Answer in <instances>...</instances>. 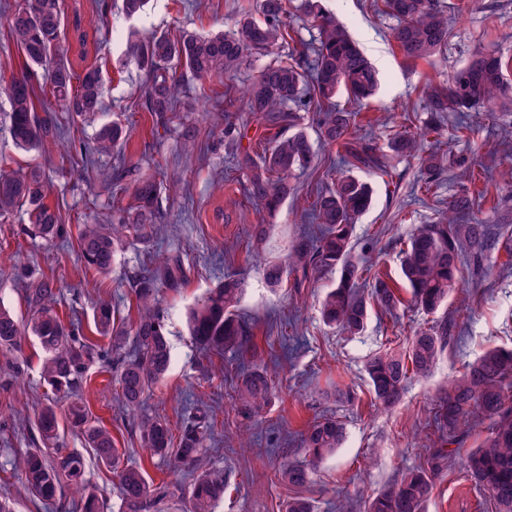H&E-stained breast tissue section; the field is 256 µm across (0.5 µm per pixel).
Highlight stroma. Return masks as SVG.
Listing matches in <instances>:
<instances>
[{
  "label": "stroma",
  "mask_w": 512,
  "mask_h": 512,
  "mask_svg": "<svg viewBox=\"0 0 512 512\" xmlns=\"http://www.w3.org/2000/svg\"><path fill=\"white\" fill-rule=\"evenodd\" d=\"M108 10L85 60L75 68L98 66L103 76L104 107L95 116L71 120L62 100L49 91L47 73L35 78L36 111L63 129L64 137L92 146L96 131L113 121L127 126L131 135L120 156H96L93 174L83 175L80 156H66L62 139H48L41 147L23 150L8 132L9 103L3 93L19 70L20 51L8 35V12L18 0H0V160L13 170L37 167L45 178V201L59 208L66 223L79 229L82 223L111 222L113 210L125 206L129 192L113 187L112 168L117 158L138 166L159 179L177 184L162 196L164 219L158 226L154 247L132 241L120 250L106 276L85 272L76 240L48 242L26 233L28 214L17 209L0 221V303L18 316L28 313L27 284L14 275L15 264L32 268L37 276L52 278L61 295L58 307L64 321L74 322L81 334L100 347L109 341L93 323L100 302L111 303L126 321L136 314L134 282L155 250L179 253L188 280L178 290L162 289L161 307L171 344L172 367L145 400L150 414L167 417L172 432H179L194 404L212 407L215 440L207 459L223 476L228 489L217 512H282V503L300 496L315 512H336L339 500L363 504L370 496L392 485L401 474L418 467L425 450L436 439L431 411L450 378L486 349L512 350V112L477 107L449 116L437 141H424L425 151H437L443 171L433 186H425L417 159L390 157L387 174L354 166L343 175L371 187L372 204L357 217L352 240L356 255L376 263L391 278L400 275V250L415 226L436 221L439 202L465 184L480 192L475 212L478 223L498 234V246L463 272L461 294L429 313L412 303L394 311L371 306L363 332L349 336L326 325L321 302L337 279L329 273L308 287L290 284L271 289L263 276L264 261H284L293 241L310 229L303 198L327 179L337 150L319 137L316 112H306L303 128L313 144L314 169L296 174L300 201L286 200L261 252L252 249L254 225L269 221L260 205L246 198L235 182L236 147H258L268 131L248 114L244 102L225 112L219 100L226 87H243L256 78L269 61L287 58L282 47L270 56L249 60L235 72L206 82L182 78L191 111L172 113L169 124L158 123L145 106L146 78L133 58L142 33L156 30L171 36L181 31L208 35L230 30L239 10L255 9L257 0H148L144 12L125 18L114 0H81L85 14ZM366 0H325L326 9L344 24L378 71L377 93L364 101L351 134L370 137L386 147L391 130L416 132L426 118L425 90L447 84L453 72L477 49L512 58V0H439L448 15V45L430 60H406L392 38L393 18L365 9ZM244 125L246 136L232 145L224 136V114ZM474 127L470 137L460 136L459 123ZM194 134L197 151H187L185 134ZM229 213L230 222L216 217ZM227 274L246 281L237 314L248 327L252 344L259 348L276 388L271 407L257 418L250 445H243L239 419L231 405L224 369L240 362L228 351L211 357L191 339L185 312L206 296ZM448 323V346L431 374L410 378L400 401L382 408L376 401L366 372L371 355L389 347L407 345L412 330ZM27 361L24 375L7 382L0 378V494L8 493L15 512H57L55 505L33 499L25 491L11 459L31 445L35 412L55 403L66 414L72 402L86 406L96 423L107 428L125 464L141 468L154 483L190 484L187 471L173 470L140 445L137 418L123 412L118 388L101 360H93L82 389L75 394L53 391L42 379L44 353L36 337L27 338L19 352ZM325 416L336 417L346 428L345 440L335 457L327 460L309 484L294 489L280 484L276 471L288 458H302L301 438L308 427ZM60 446L82 453L85 475L97 494L118 501V478L98 461L81 436L64 432ZM487 491L467 477L460 458H453L436 481L427 504L428 512H491Z\"/></svg>",
  "instance_id": "1"
}]
</instances>
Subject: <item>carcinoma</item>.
Masks as SVG:
<instances>
[{"mask_svg":"<svg viewBox=\"0 0 512 512\" xmlns=\"http://www.w3.org/2000/svg\"><path fill=\"white\" fill-rule=\"evenodd\" d=\"M374 7L394 18L393 38L399 52L409 60H425L448 44V16L439 0H372ZM303 13L319 34L311 47L302 46L292 62L275 61L241 91L228 88L224 97L242 94L248 111L273 130L258 156L250 151L236 154L237 169L247 172L246 187L251 198L274 217L281 204L297 194L294 172L309 168L315 160L313 146L300 128V112L316 103L321 112L320 136L344 150L341 160L380 172H387L386 155L363 138L350 136L352 113L334 107V98L345 90L360 103L378 87L377 73L344 26L336 21L321 0H302ZM256 19L249 11L240 14L234 28L203 37L185 32L172 38L151 32L137 44L135 61L146 73L148 111L163 115L181 103L182 84L177 71L198 80L241 68L255 55H265L288 44L287 0H259ZM103 19L85 20L80 6L72 7L66 22L60 0H20L9 15L11 36L24 55L21 74L6 88L9 101V134L14 143L32 150L47 140L49 123L34 109L32 81L35 72L47 69L52 93L65 101L77 118L103 108L102 79L98 67L76 72L69 53L77 47L79 56L88 53L89 31ZM508 64L492 53L477 52L459 68L448 86L427 90V119L417 134H392L388 149L397 156H412L420 150V139L441 129L444 114L463 112L476 104L494 108L512 104V83ZM130 131L120 123L102 126L96 134L95 152H120ZM131 183V200L110 224H85L78 236V252L85 267L106 275L124 240L132 236L143 244L153 242L161 220L160 200L165 187L154 176L142 174L121 161L112 169V182ZM43 175L38 170L19 172L0 164V218L15 209L30 208L29 232L46 241H65L71 226L60 222L56 209L44 203ZM372 202L370 187L351 177L317 191L309 214L324 226L319 237L303 235L293 244L285 262L266 266L264 275L271 288L280 287L294 276L293 287L324 272L339 271L336 286L325 296L323 321L349 335L362 332L370 303L388 310L402 303L399 289L380 275L372 279L370 297L360 294L367 267L354 255V219ZM475 198L465 187L448 200L445 216L435 224H423L404 243L400 271L415 305L434 313L459 287L463 259L461 244L477 258L490 249L488 226L472 224ZM187 279L180 255L168 253L145 269L135 288L136 319L128 325L115 317L112 305L102 303L95 314L98 333L112 341L110 352L115 366L113 379L120 390L122 405L136 412L144 396L169 373L171 351L160 308L159 287L177 289ZM244 294V282L235 275L224 281L192 307L188 313L190 335L207 353L223 355L233 351L251 359L236 375L232 404L245 428L272 402V380L265 364L255 361L256 348L249 344L247 326L236 316ZM27 322L0 304V351L16 349L26 333L38 337L45 352L41 367L43 380L56 391L76 392L82 388L88 365L95 355L93 343L67 326L56 309L57 292L48 281L33 282L26 292ZM448 324L417 331L404 351L386 350L374 354L366 365L375 399L382 405L396 404L410 375L426 376L445 349ZM478 413L488 422L480 444L464 458L468 477L488 491L495 512H512V351L492 347L448 382V388L433 412V424L440 447L428 450L423 465L402 473L394 486L369 500L364 512H426V502L448 460L460 451L471 435L470 418ZM78 431L101 463L117 473L120 485L118 512H157L162 501L176 495L168 484H154L145 472L125 465L112 440V433L92 421L86 408L73 404L60 421L56 409L47 405L34 419L42 447L32 448L14 459V468L24 476L26 489L35 497L51 502L70 491L79 512H104V502L83 478L84 462L76 452L59 447L65 428ZM212 429V411L196 409L184 426L179 440H173L167 421L144 414L138 421L142 447L151 455L172 459L194 469L190 489L182 495L184 512H215L224 498V480L200 469L207 436ZM345 438L342 423L333 417L314 422L306 431L302 462L284 461L277 472L280 483L293 488L307 484L321 463L334 455Z\"/></svg>","mask_w":512,"mask_h":512,"instance_id":"1","label":"carcinoma"}]
</instances>
